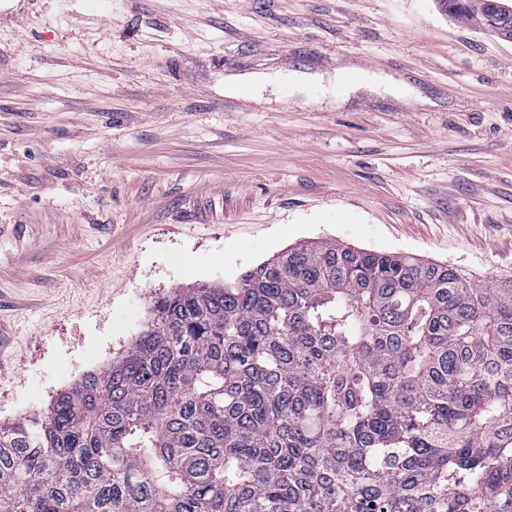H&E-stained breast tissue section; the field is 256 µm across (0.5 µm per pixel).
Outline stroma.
<instances>
[{
    "label": "stroma",
    "mask_w": 512,
    "mask_h": 512,
    "mask_svg": "<svg viewBox=\"0 0 512 512\" xmlns=\"http://www.w3.org/2000/svg\"><path fill=\"white\" fill-rule=\"evenodd\" d=\"M323 240L512 277V40L436 0H0V424Z\"/></svg>",
    "instance_id": "stroma-1"
}]
</instances>
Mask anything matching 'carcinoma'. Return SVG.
I'll return each instance as SVG.
<instances>
[{
    "instance_id": "carcinoma-1",
    "label": "carcinoma",
    "mask_w": 512,
    "mask_h": 512,
    "mask_svg": "<svg viewBox=\"0 0 512 512\" xmlns=\"http://www.w3.org/2000/svg\"><path fill=\"white\" fill-rule=\"evenodd\" d=\"M0 512H512V278L332 240L174 291L0 425Z\"/></svg>"
}]
</instances>
